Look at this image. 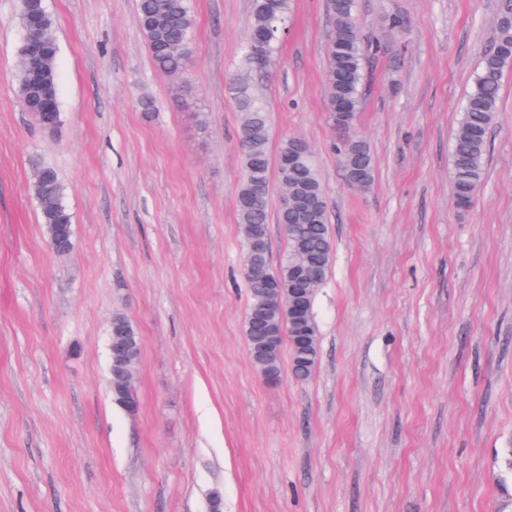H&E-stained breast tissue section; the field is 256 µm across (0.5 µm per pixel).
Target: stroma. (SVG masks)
I'll return each mask as SVG.
<instances>
[{
  "label": "stroma",
  "instance_id": "stroma-1",
  "mask_svg": "<svg viewBox=\"0 0 512 512\" xmlns=\"http://www.w3.org/2000/svg\"><path fill=\"white\" fill-rule=\"evenodd\" d=\"M60 122L18 95L20 0H0V512H512V68L472 206L450 145L499 0H357L368 56L350 132L375 159L352 187L326 97L324 0H292L252 91L269 153L305 142L334 256L315 296L319 362L248 353L235 197L234 76L253 0H190L193 57L157 72L135 0H45ZM401 27H391L392 18ZM153 112H143L141 99ZM72 215L59 255L31 161ZM140 344L137 413L115 404L113 316Z\"/></svg>",
  "mask_w": 512,
  "mask_h": 512
}]
</instances>
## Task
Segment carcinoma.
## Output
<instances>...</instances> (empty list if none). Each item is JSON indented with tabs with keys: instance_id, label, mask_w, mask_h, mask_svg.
Wrapping results in <instances>:
<instances>
[{
	"instance_id": "cac0c4a2",
	"label": "carcinoma",
	"mask_w": 512,
	"mask_h": 512,
	"mask_svg": "<svg viewBox=\"0 0 512 512\" xmlns=\"http://www.w3.org/2000/svg\"><path fill=\"white\" fill-rule=\"evenodd\" d=\"M140 27L155 69L175 75L184 70L191 53L195 17L189 0H136ZM291 0H254L250 35L266 33L274 26L287 24ZM355 0H325L328 21L326 45V94L328 104L340 100L351 114L360 111L365 61V46L354 18ZM44 41L51 47L41 64L43 84L57 88L56 62L59 45L55 22L45 14ZM280 33L264 45L247 42L244 51L246 73H258L254 55L274 57ZM512 67V0H501L498 35L483 54L472 88L457 122L451 149L453 202L460 210L470 208L484 176L489 134L498 111L502 79ZM17 87L26 111L44 128H53L46 111L35 99L34 86L25 69H18ZM238 105L243 112L240 144L244 177L236 194L235 208L244 248V274L249 303L244 323L249 354L269 383L279 380L283 346H289L294 377L307 380L320 356V340L313 316L317 287L325 282L333 262V242L328 224L326 192L310 159L308 147L292 139L282 141L277 159V180L294 196L296 211L280 208L277 221L282 224L287 249L277 266H272L268 244V187L271 160L268 153L269 117L263 101L250 91L246 79H240ZM338 156L348 183L368 189L375 178V163L370 147L359 136L344 138ZM43 178L33 181L40 224L48 238L56 240L57 230L72 225L64 201V188L57 169L37 162ZM308 272L301 277L299 270ZM112 333L127 336L131 342L126 369L134 368L139 354L137 336L124 316L112 318ZM112 399L134 397L133 384L116 375L110 377Z\"/></svg>"
}]
</instances>
